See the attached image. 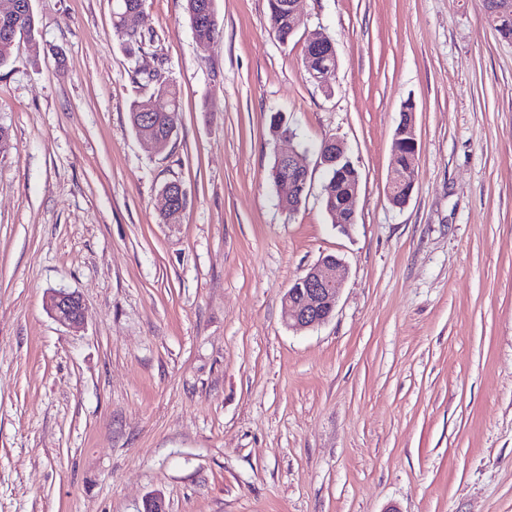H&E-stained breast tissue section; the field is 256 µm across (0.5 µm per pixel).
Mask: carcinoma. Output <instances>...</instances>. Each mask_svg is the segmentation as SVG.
I'll return each instance as SVG.
<instances>
[{"mask_svg":"<svg viewBox=\"0 0 512 512\" xmlns=\"http://www.w3.org/2000/svg\"><path fill=\"white\" fill-rule=\"evenodd\" d=\"M185 10L190 27L200 43L214 40L218 31V21L214 10V0H185ZM144 0H115L112 11V28L118 38L133 52H142L154 42L153 35L129 33L124 29L125 14ZM286 0H268L269 21L275 36L283 43L293 35L288 28ZM491 28L505 40H512V12L490 22ZM146 83L153 85V93L146 99L131 104L130 121L136 134H149L161 144H166L172 131L177 127L179 98L175 86L163 76L162 69L137 71ZM328 179L325 185V209L336 221V204L348 194L360 180L358 170L351 163L339 167H327Z\"/></svg>","mask_w":512,"mask_h":512,"instance_id":"carcinoma-1","label":"carcinoma"}]
</instances>
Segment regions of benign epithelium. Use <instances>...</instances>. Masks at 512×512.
<instances>
[{"label":"benign epithelium","instance_id":"benign-epithelium-1","mask_svg":"<svg viewBox=\"0 0 512 512\" xmlns=\"http://www.w3.org/2000/svg\"><path fill=\"white\" fill-rule=\"evenodd\" d=\"M306 58L322 70L325 68L332 70L338 65L333 43L325 35H320L314 40V47L306 53ZM404 142L412 146L416 145L415 124L411 112L402 118L400 136L394 139L393 151H398V147ZM320 158L326 166L339 167L342 163L349 161L343 142L335 137L326 140ZM278 159L279 164L272 171V175L279 178L286 176L296 182L301 193L288 198V201L298 206L302 201V191L306 190L309 180V170L304 154L288 152L279 155ZM414 176L415 172L410 169L391 168L387 184L388 200H393L403 186L414 181ZM358 195L359 185L356 184L347 196L343 207L336 209L345 228L355 223ZM342 267V259L339 256L327 254L294 282V288L285 294L286 322L289 328L304 331L323 324L332 317L344 287V279L341 276ZM47 306L51 315L64 325L76 326L84 319L83 301L75 292L65 290L52 292Z\"/></svg>","mask_w":512,"mask_h":512}]
</instances>
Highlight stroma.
I'll use <instances>...</instances> for the list:
<instances>
[{
  "label": "stroma",
  "instance_id": "35a3bbf8",
  "mask_svg": "<svg viewBox=\"0 0 512 512\" xmlns=\"http://www.w3.org/2000/svg\"><path fill=\"white\" fill-rule=\"evenodd\" d=\"M32 7L0 68V512H512V42L484 0H303L285 43L267 0H214L205 44L184 0H145L136 55L112 0ZM314 32L329 89L304 69ZM157 65L181 104L160 153L128 114ZM328 137L360 174L347 230ZM289 150L310 172L294 209L270 178ZM325 254L334 314L294 331L284 294ZM54 289L80 294V327L48 313ZM140 3L143 4L144 0H115L112 11V28L114 33L118 38L123 40L126 47L134 53H136V51L138 53L142 51L145 52V48L151 46V43L154 42L153 35L150 33H148V35L141 32L129 33L124 29L125 16V28L130 31H137L130 27L129 19L141 11L143 6L134 9ZM313 43L314 47L310 49L312 46V41H308L307 48L310 50V52H308L306 48V58H308L311 63L318 69L324 70L325 68H328V70H332L335 67L337 68L338 59L332 41L327 36L320 35L314 40ZM326 62H330L331 65L326 64ZM311 63H308L307 61L305 62V68L309 77L322 86L330 88L332 81L336 78V68L332 71H329L327 74L323 75L320 80H318L314 77V75L318 76L315 71L313 75ZM323 147L324 141L321 144L320 150ZM320 158L323 165L327 166L328 173L325 185V209L333 224H336V214L338 213L341 219L340 223H344L342 226L349 228L355 223L356 200L359 195V182H357L358 180L360 181L359 172L350 163L351 161L347 156L343 142L336 137H330L326 140L325 148L321 151ZM342 163L344 164L342 165ZM336 168L338 169L336 170ZM352 187L353 190L347 196L343 207L337 208L336 204L341 202V199L348 194ZM183 193H185V191L180 184H177L176 187H172L171 189L162 191L160 197L163 208L167 210L171 208V206L177 205V202L178 200H181ZM186 203L187 201L184 202L182 209L177 205L174 207V209L166 212L165 214L160 212V216L163 222L167 224L177 223V219L179 218L182 210L185 208Z\"/></svg>",
  "mask_w": 512,
  "mask_h": 512
}]
</instances>
